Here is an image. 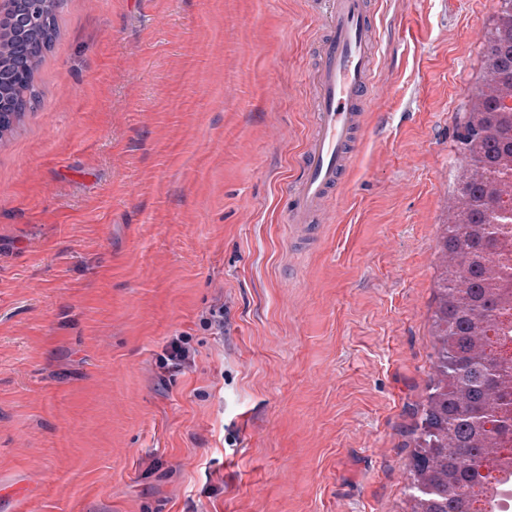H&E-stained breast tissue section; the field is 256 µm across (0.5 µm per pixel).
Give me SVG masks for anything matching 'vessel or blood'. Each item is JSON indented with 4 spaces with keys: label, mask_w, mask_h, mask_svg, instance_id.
<instances>
[{
    "label": "vessel or blood",
    "mask_w": 512,
    "mask_h": 512,
    "mask_svg": "<svg viewBox=\"0 0 512 512\" xmlns=\"http://www.w3.org/2000/svg\"><path fill=\"white\" fill-rule=\"evenodd\" d=\"M381 44L374 0H326L313 73L314 127L285 195L292 235L312 242L362 147Z\"/></svg>",
    "instance_id": "vessel-or-blood-1"
}]
</instances>
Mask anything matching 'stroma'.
I'll return each mask as SVG.
<instances>
[{
    "label": "stroma",
    "mask_w": 512,
    "mask_h": 512,
    "mask_svg": "<svg viewBox=\"0 0 512 512\" xmlns=\"http://www.w3.org/2000/svg\"><path fill=\"white\" fill-rule=\"evenodd\" d=\"M496 6L379 0L381 98L302 248L321 0H61L0 140V512H409ZM194 363L193 353L188 346L186 336H174L169 342L161 368L164 371H181Z\"/></svg>",
    "instance_id": "1"
}]
</instances>
